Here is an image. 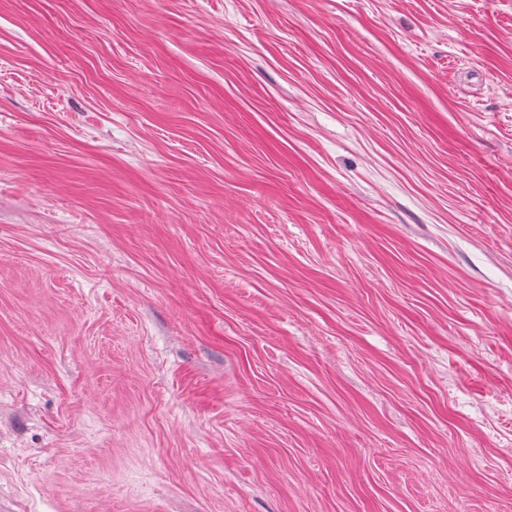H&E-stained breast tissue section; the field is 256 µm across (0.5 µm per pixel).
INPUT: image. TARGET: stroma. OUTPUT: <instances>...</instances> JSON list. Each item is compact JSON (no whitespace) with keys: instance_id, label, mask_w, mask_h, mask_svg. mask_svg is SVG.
<instances>
[{"instance_id":"1","label":"stroma","mask_w":512,"mask_h":512,"mask_svg":"<svg viewBox=\"0 0 512 512\" xmlns=\"http://www.w3.org/2000/svg\"><path fill=\"white\" fill-rule=\"evenodd\" d=\"M0 512H512V0H0Z\"/></svg>"}]
</instances>
